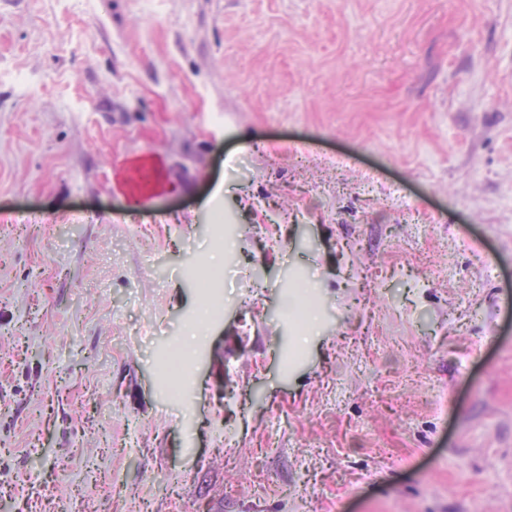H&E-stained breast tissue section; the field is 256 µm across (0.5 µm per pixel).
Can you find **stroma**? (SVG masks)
I'll return each mask as SVG.
<instances>
[{"label": "stroma", "mask_w": 512, "mask_h": 512, "mask_svg": "<svg viewBox=\"0 0 512 512\" xmlns=\"http://www.w3.org/2000/svg\"><path fill=\"white\" fill-rule=\"evenodd\" d=\"M73 492L512 512V0H0V512ZM186 275L196 285V288H199L210 301L211 318L219 315L222 308L213 301L212 297L215 290L224 288L223 273L210 272L203 275L199 272V264L194 263L189 266Z\"/></svg>", "instance_id": "1"}]
</instances>
